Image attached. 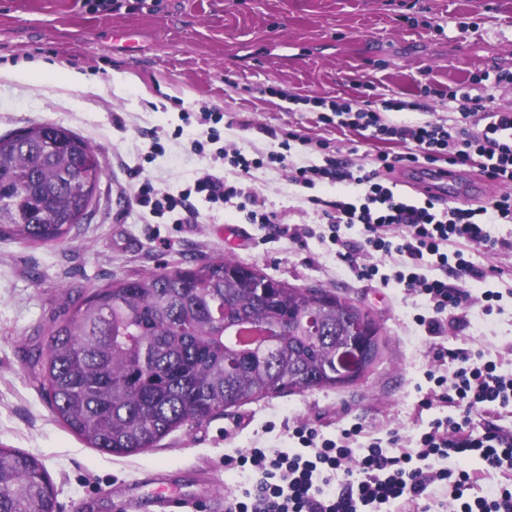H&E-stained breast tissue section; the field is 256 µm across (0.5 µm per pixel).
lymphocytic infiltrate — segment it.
I'll return each mask as SVG.
<instances>
[{
    "label": "lymphocytic infiltrate",
    "mask_w": 512,
    "mask_h": 512,
    "mask_svg": "<svg viewBox=\"0 0 512 512\" xmlns=\"http://www.w3.org/2000/svg\"><path fill=\"white\" fill-rule=\"evenodd\" d=\"M448 101L454 112L448 121L411 125L390 123L382 116L386 110L410 109V102L398 98L383 101L378 111L336 100L329 108L341 124L367 131L373 139L412 145L409 162L463 165L479 157L489 180L511 185L512 108L501 106L492 89L474 97L464 85L450 90ZM222 119L219 112L202 113L206 136L190 137L191 149L201 155L206 144H213V160L249 176L259 161L239 147L221 146ZM376 161L374 168H355L327 155L322 163L291 171L292 182L304 188L326 182L345 185L336 199L316 196L312 202L320 208L331 244L343 249L348 272L360 281L401 288L417 309L414 323L430 337L442 335L449 326L467 327L472 307H479L485 317L501 313V293L487 286L494 268L474 265L461 247L476 244L498 250L500 242L488 227L512 223V193L507 190L476 208L444 207L431 199L414 203L384 185V173L394 167L388 155H377ZM197 198L210 204L234 203L248 223L276 226L294 241L302 237L300 229L278 223L274 213L258 210L250 192L209 171L175 193L156 190L147 178L136 192L139 206L159 218L175 217L180 224L197 216ZM352 227L358 228V238H344L342 229ZM377 254L394 262L393 275L380 274L371 261ZM472 281L484 283L480 297L469 291ZM433 360L436 367L426 374L431 387L419 405L424 410L440 406L447 413L428 422L414 447H402L395 432L367 436V443L359 444L366 434L358 422L339 428L333 438L307 424L296 426L288 432L286 448H253L225 457V465L251 470L225 512H392L397 504L415 510L438 487L445 490L452 512H512V429L490 420L512 407V373L501 371L481 350L441 346L435 348ZM445 365L451 366L450 375L440 374ZM472 458L507 475V482L484 495H472L477 474L459 465Z\"/></svg>",
    "instance_id": "lymphocytic-infiltrate-1"
}]
</instances>
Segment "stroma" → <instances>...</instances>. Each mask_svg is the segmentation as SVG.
Instances as JSON below:
<instances>
[{
    "label": "stroma",
    "mask_w": 512,
    "mask_h": 512,
    "mask_svg": "<svg viewBox=\"0 0 512 512\" xmlns=\"http://www.w3.org/2000/svg\"><path fill=\"white\" fill-rule=\"evenodd\" d=\"M111 12L88 0H0V136L51 123L76 132L99 153L103 175L90 216L61 243L27 245L0 236V446L37 457L56 492L57 512H162L149 482L179 495L191 512H224L246 474L224 467L225 455L250 448H284L288 428L321 426L325 436L359 422L366 430L399 431L410 439L419 385L432 367L431 350L480 349L512 372V249L466 247L481 267L498 266L491 288L503 295L502 313L471 311L465 330L447 329L434 341L414 325V309L400 289L348 276L310 196L335 198L340 184L309 190L268 162L288 132L328 143L353 165L395 157L396 193L410 195L409 171L398 143L369 141L338 121H322L320 99L368 102L401 96L417 111L387 113L413 124L449 117L447 91L466 82L480 94L484 75L512 72V0H119ZM475 22L461 31L459 21ZM40 62L42 77L20 83L8 71ZM83 77L59 85L54 73ZM223 112L224 138L264 163L239 179L264 210L303 241L246 223L232 207L196 200V223L161 224L134 198L132 170L158 133L164 155L144 164L159 188H185L204 167L186 139L175 137L188 114ZM227 258L267 277L348 295L381 328L382 348L364 378L343 389L273 395L225 409L181 428L156 447L113 456L88 447L56 417L27 367L62 313L71 289L150 274L186 260Z\"/></svg>",
    "instance_id": "35a3bbf8"
}]
</instances>
